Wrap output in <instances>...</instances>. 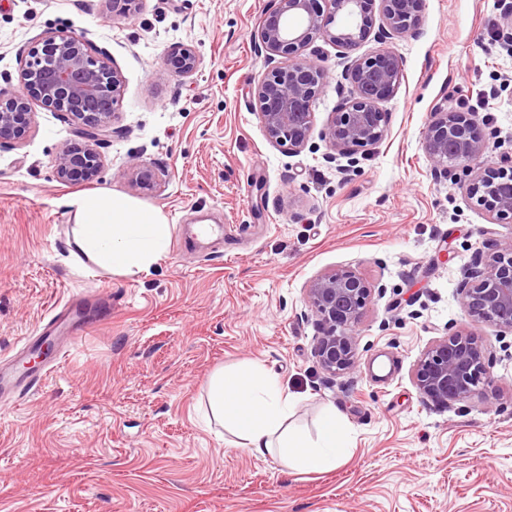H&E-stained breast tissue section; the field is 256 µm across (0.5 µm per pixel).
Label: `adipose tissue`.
I'll return each mask as SVG.
<instances>
[{
	"label": "adipose tissue",
	"mask_w": 512,
	"mask_h": 512,
	"mask_svg": "<svg viewBox=\"0 0 512 512\" xmlns=\"http://www.w3.org/2000/svg\"><path fill=\"white\" fill-rule=\"evenodd\" d=\"M65 204L75 217L71 246L103 271L137 276L168 252L171 226L159 209L109 190L75 195ZM208 405L252 454H277L293 470H328L348 453L335 411L323 413L316 441L289 431L286 422L294 397L262 370L217 371L208 386Z\"/></svg>",
	"instance_id": "ef3b65f1"
}]
</instances>
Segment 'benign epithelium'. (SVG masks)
Masks as SVG:
<instances>
[{
    "label": "benign epithelium",
    "mask_w": 512,
    "mask_h": 512,
    "mask_svg": "<svg viewBox=\"0 0 512 512\" xmlns=\"http://www.w3.org/2000/svg\"><path fill=\"white\" fill-rule=\"evenodd\" d=\"M383 18L380 40L414 34L421 24L422 0H379ZM359 9L360 22L336 26V14ZM372 18L365 0H275L255 34L271 69L255 86L256 111L266 137L291 153L301 152L314 127L313 104L329 83L330 72L317 57L299 51L322 38L353 51L371 34ZM199 57L188 45H177L162 58L156 77H189ZM403 59L388 50L351 61L344 79L353 97L332 113L325 138L341 154H355L378 145L387 117L379 104L391 98L403 78ZM19 89L0 96V140L20 139L30 129L31 102L65 113L95 138L115 116L124 87L121 73L74 34L51 33L35 42L21 61ZM424 144L434 174L461 170L469 176L471 198L487 212L492 224L512 223V167H485L487 145L476 132L472 112L438 108L427 125ZM103 165L92 144L75 149L62 145L54 160L58 180H91ZM135 184L148 185L149 167L130 162ZM374 287L355 270L328 272L307 288V300L320 326L314 355L325 373L335 376L357 370L356 327L371 301ZM467 316L512 333V242L474 251L470 266L456 288ZM485 353L478 338L458 330L431 343L419 357L414 383L421 396L437 408L469 399L488 383Z\"/></svg>",
    "instance_id": "benign-epithelium-1"
}]
</instances>
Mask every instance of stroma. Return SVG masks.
I'll return each instance as SVG.
<instances>
[{"instance_id": "35a3bbf8", "label": "stroma", "mask_w": 512, "mask_h": 512, "mask_svg": "<svg viewBox=\"0 0 512 512\" xmlns=\"http://www.w3.org/2000/svg\"><path fill=\"white\" fill-rule=\"evenodd\" d=\"M274 0H142L130 17L110 0H0V95L19 84L37 38L85 36L124 78L89 183L53 171L63 143H87L67 115L33 104L19 140L0 142V357L53 308L97 288L57 372L0 407V512H512V334L471 322L456 287L482 243L512 241L489 223L464 175L434 174L424 131L437 107L472 112L501 165L512 154V52L499 41L512 0H422L416 35L371 37L357 56L390 50L404 76L382 102L384 139L355 160L322 136L349 100L350 59L305 47L332 74L307 146L269 141L252 89L267 72L254 34ZM200 59L186 79L154 76L173 46ZM155 173L139 189L128 169ZM105 189L160 209L164 259L135 277L69 253L65 197ZM353 269L374 287L357 327L359 371L327 378L307 288ZM475 333L489 385L435 409L415 364L435 340ZM260 367L295 398L289 426L316 435L335 410L350 452L336 469L296 473L257 457L205 418L221 369Z\"/></svg>"}]
</instances>
